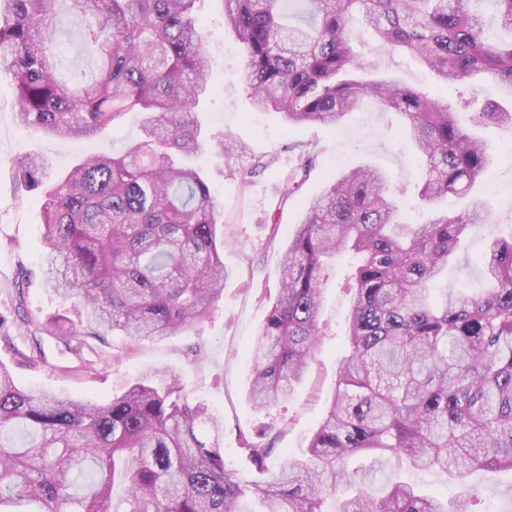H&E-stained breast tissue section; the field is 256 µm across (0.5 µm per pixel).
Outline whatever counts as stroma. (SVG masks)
<instances>
[{
	"instance_id": "obj_1",
	"label": "stroma",
	"mask_w": 512,
	"mask_h": 512,
	"mask_svg": "<svg viewBox=\"0 0 512 512\" xmlns=\"http://www.w3.org/2000/svg\"><path fill=\"white\" fill-rule=\"evenodd\" d=\"M200 15L207 38L213 92L202 104L208 133L222 138L223 154H204L195 163L206 173L220 204V238L224 242V291L209 319L158 342H135L102 333L79 336L64 345L36 332V323L65 313L67 306L41 280L43 232L40 191H28L15 176L17 160L44 157L52 172H66L91 153L120 154L137 140L139 117L92 141L47 138L21 125L14 116L15 88L0 77V361L8 364L20 385L74 400H109L143 373L159 378L180 376L192 397L224 418V462L233 469L248 464L237 444L238 431L270 425L281 432L274 463L302 459L336 387V369L347 355L345 322L351 296L344 285L351 267L340 258L324 288L320 324L324 334L292 396L266 409L249 397L252 351L276 300L282 253L307 201L318 196L328 179L345 168L365 164L384 169L393 188L413 185L414 150L402 133L403 118L384 114L376 105L355 113L338 129L317 125H284L276 113L254 111L241 79L243 51L224 26V0H204ZM352 44L360 73L388 75L400 83L436 90L445 102L456 100V86L437 87L434 78L410 55L375 44L365 25L352 21ZM312 152L315 166L296 198L279 206L282 179L300 151ZM487 198L492 221L475 226L448 265L444 280L452 288L478 291L484 282L474 263L491 235L512 236V194L496 195L487 181L475 186ZM365 467V485L383 489L384 473L399 471L423 490L452 498L455 480L435 470L414 471L388 462L353 459ZM481 488L482 512H512V473L494 480L472 477Z\"/></svg>"
}]
</instances>
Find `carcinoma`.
Here are the masks:
<instances>
[{"label": "carcinoma", "mask_w": 512, "mask_h": 512, "mask_svg": "<svg viewBox=\"0 0 512 512\" xmlns=\"http://www.w3.org/2000/svg\"><path fill=\"white\" fill-rule=\"evenodd\" d=\"M204 0H0V76L15 83L20 123L45 137L93 139L141 116L123 155L90 154L49 182L35 156L17 161V181L42 191L45 284L77 300V321L52 318L64 343L118 332L156 341L201 324L220 297L226 270L219 209L193 159L220 153L203 133L209 92ZM287 0H224V25L242 43L245 83L256 109L290 127H336L364 101L406 119L421 176L413 197L431 203L470 196L493 161L457 111L429 91L353 69L350 20L375 40L410 54L437 82H495L512 96V0H304L310 22H284ZM496 9L489 33L483 5ZM80 16L93 77L60 74L59 7ZM477 124L512 127V113L488 105ZM314 164L299 156L280 204ZM485 202L436 210L409 224L386 171L362 166L333 176L305 205L283 254L279 295L253 350L249 396L259 407L288 398L317 347L330 261L350 254L348 355L334 397L310 438L308 457L268 466L279 431L238 432L255 469L224 463V419L190 398L176 375L160 385L145 373L107 402L74 401L20 387L0 362V512H113L115 481L126 512H327L328 496L350 493L337 512H474L475 472L512 471V239H487L477 258L480 294L444 288L449 261L478 224ZM406 460L455 477L468 492L448 501L388 478L374 495L348 462Z\"/></svg>", "instance_id": "cac0c4a2"}]
</instances>
